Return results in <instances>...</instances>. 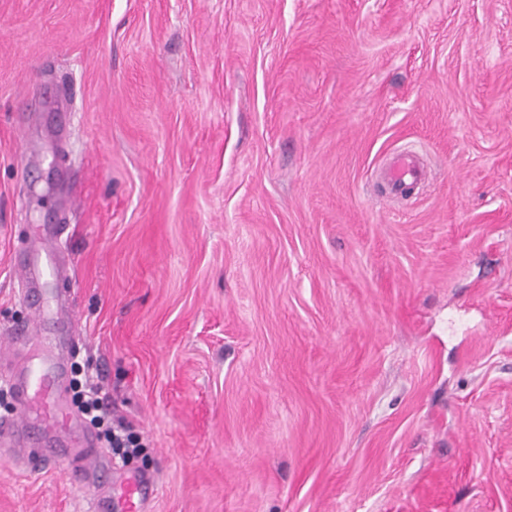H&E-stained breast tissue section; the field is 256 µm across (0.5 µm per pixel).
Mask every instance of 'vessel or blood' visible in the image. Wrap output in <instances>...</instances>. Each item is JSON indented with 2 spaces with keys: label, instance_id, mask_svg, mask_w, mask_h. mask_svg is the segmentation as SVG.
<instances>
[{
  "label": "vessel or blood",
  "instance_id": "vessel-or-blood-1",
  "mask_svg": "<svg viewBox=\"0 0 512 512\" xmlns=\"http://www.w3.org/2000/svg\"><path fill=\"white\" fill-rule=\"evenodd\" d=\"M392 196L404 195L410 185L422 177L421 154L403 149L392 155L387 167ZM59 224L45 229L26 247L17 265L34 322H41L42 311L36 298L43 285L63 282L71 272L72 261L61 260L57 244L66 232ZM12 348L0 353V362L8 369L7 381L17 408L13 417L0 419V443L19 455L27 447L36 429L53 434L75 427L79 417L68 402V373L74 353V337L58 334L47 338L30 335L28 327L16 326L10 331ZM66 461L65 475L87 492L91 512H146L139 494L140 480L135 476H119L115 483L119 495L100 492L99 473L103 459L94 437L80 431L76 446L49 444L40 454L30 455L24 463L32 468H48Z\"/></svg>",
  "mask_w": 512,
  "mask_h": 512
}]
</instances>
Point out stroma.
Segmentation results:
<instances>
[{
	"instance_id": "stroma-1",
	"label": "stroma",
	"mask_w": 512,
	"mask_h": 512,
	"mask_svg": "<svg viewBox=\"0 0 512 512\" xmlns=\"http://www.w3.org/2000/svg\"><path fill=\"white\" fill-rule=\"evenodd\" d=\"M58 223L78 360L145 446L102 485L512 512V0H0V337ZM0 512L87 503L0 462ZM422 155L412 149H403L392 155L387 167L391 195L402 196L408 187L422 177Z\"/></svg>"
}]
</instances>
